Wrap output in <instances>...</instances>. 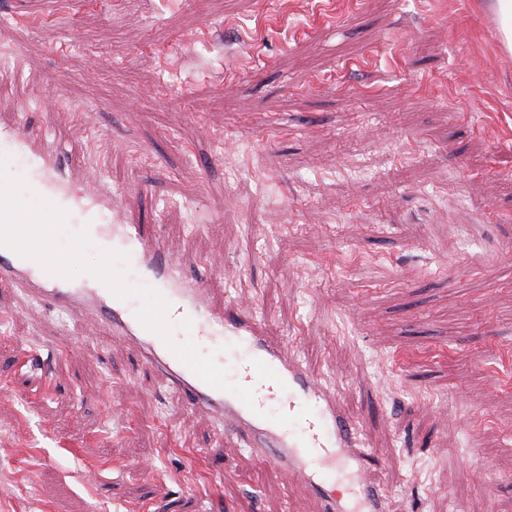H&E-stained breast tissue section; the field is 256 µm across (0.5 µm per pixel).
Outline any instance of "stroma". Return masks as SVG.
Masks as SVG:
<instances>
[{"label": "stroma", "mask_w": 512, "mask_h": 512, "mask_svg": "<svg viewBox=\"0 0 512 512\" xmlns=\"http://www.w3.org/2000/svg\"><path fill=\"white\" fill-rule=\"evenodd\" d=\"M74 146L335 389L389 512H512V52L488 0H0ZM0 512H314L90 316L0 284Z\"/></svg>", "instance_id": "obj_1"}]
</instances>
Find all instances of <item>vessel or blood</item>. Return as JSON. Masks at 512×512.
Here are the masks:
<instances>
[{"mask_svg":"<svg viewBox=\"0 0 512 512\" xmlns=\"http://www.w3.org/2000/svg\"><path fill=\"white\" fill-rule=\"evenodd\" d=\"M0 157L24 162L35 193L66 209L79 223L96 225L104 244H121L140 280L167 299L170 320H190V331L180 332V339L209 345L220 364L226 354H233L230 381L252 388L254 403L246 405L234 393L201 380L142 326L137 318L140 299H118L94 277L74 281L51 276L1 246L0 284L21 288L65 314L98 315L112 338L136 346L145 365L165 374L190 410L210 415L225 434L242 438L251 455L298 479L315 512H386L384 486L365 464L370 451L356 421L340 407L336 392L323 386L287 344L264 336L253 312L241 309L229 315L216 309L207 289L167 253L159 238L122 215L108 181L96 174L75 183L68 172L67 148L44 143L22 120L0 123ZM306 406L311 413L305 417L301 411ZM274 413L301 416L298 432L271 421ZM336 470L351 476L350 496L329 487L326 475Z\"/></svg>","mask_w":512,"mask_h":512,"instance_id":"1","label":"vessel or blood"}]
</instances>
